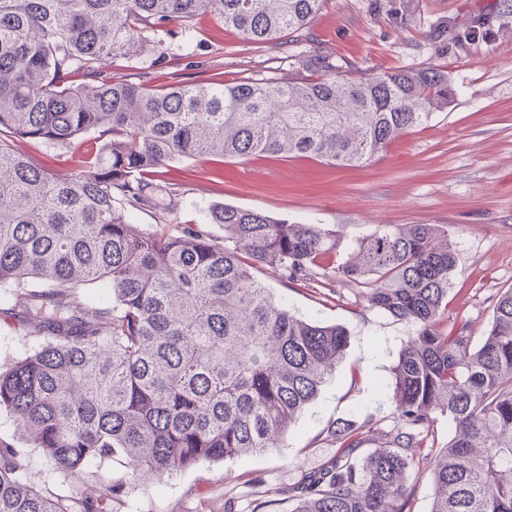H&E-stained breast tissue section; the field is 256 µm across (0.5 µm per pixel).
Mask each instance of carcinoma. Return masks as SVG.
I'll use <instances>...</instances> for the list:
<instances>
[{
  "label": "carcinoma",
  "mask_w": 512,
  "mask_h": 512,
  "mask_svg": "<svg viewBox=\"0 0 512 512\" xmlns=\"http://www.w3.org/2000/svg\"><path fill=\"white\" fill-rule=\"evenodd\" d=\"M327 0H0V307L33 345L0 370V411L55 473L122 458L128 476L98 497L31 480L27 456L0 437V512H111L202 460L278 446L343 358L348 330L293 312L255 275L285 283L315 270L361 287L368 306L408 324L392 368L395 420L332 427L336 454L288 488L291 512H412L409 476L431 466V512H512V288L493 302L478 345L443 326L457 252L439 224H389L335 262L336 232L215 204L203 230L159 234L129 208L166 212L177 188L151 174L205 155L367 163L427 125L454 98L437 65L357 78L315 51L309 76L153 85L111 76L122 60L164 63L183 23L211 15L256 45L303 42ZM95 135L85 169L57 177L11 145L65 148ZM103 284L106 291L85 290ZM454 436L435 447L434 415ZM377 448L365 455V441Z\"/></svg>",
  "instance_id": "cac0c4a2"
}]
</instances>
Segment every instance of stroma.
I'll return each mask as SVG.
<instances>
[{
    "instance_id": "stroma-1",
    "label": "stroma",
    "mask_w": 512,
    "mask_h": 512,
    "mask_svg": "<svg viewBox=\"0 0 512 512\" xmlns=\"http://www.w3.org/2000/svg\"><path fill=\"white\" fill-rule=\"evenodd\" d=\"M477 26L478 37L459 32ZM198 38L150 74L118 65L133 82H232L271 71L294 72L295 45L261 47L210 16L196 21ZM345 76L439 65L456 95L428 126L404 134L371 163L331 167L307 157L255 156L174 161L162 178L180 190L167 221L132 210L134 224L176 233L192 226L223 237L210 205L224 203L291 222L337 231L340 255L385 224H439L457 250L448 291V321L469 322L481 338L492 321V298L512 288V0H327L308 30ZM16 148L53 174L75 173L85 148L65 149L27 139ZM259 279L297 313L343 325L349 344L332 377L301 413L278 448L260 455L202 461L148 492L130 494L115 512H249L264 498L269 512H291L283 490L301 470L320 467L336 452L328 431L337 422L370 418L391 425V369L411 335L404 322L368 307L354 286L333 280L283 283Z\"/></svg>"
}]
</instances>
